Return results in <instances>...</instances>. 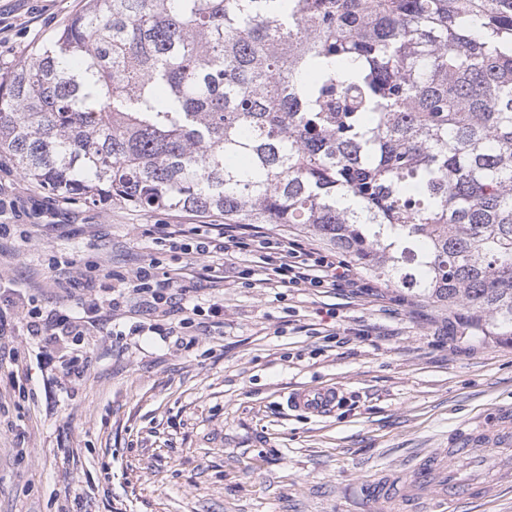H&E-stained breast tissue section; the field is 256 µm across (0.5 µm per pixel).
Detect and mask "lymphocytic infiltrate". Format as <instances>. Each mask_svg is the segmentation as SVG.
Listing matches in <instances>:
<instances>
[{
    "label": "lymphocytic infiltrate",
    "instance_id": "1",
    "mask_svg": "<svg viewBox=\"0 0 512 512\" xmlns=\"http://www.w3.org/2000/svg\"><path fill=\"white\" fill-rule=\"evenodd\" d=\"M194 252L200 257L223 259L232 253L253 249L274 251L275 258L261 288H324L336 284L350 288L358 281L352 266L333 255L316 251L309 243L297 238L270 239L261 232H249L242 224H207L195 227ZM87 298L81 299V315L74 316L57 308L43 309L14 288L0 289V339L25 328L30 343L36 344L52 360L57 350L68 344L84 341L91 329L99 327L108 313L120 309L126 293L138 295L147 311L167 314L181 303L185 293L169 274L159 273L155 263L137 268L124 279L122 287L113 289L111 296L96 295L93 280L82 285Z\"/></svg>",
    "mask_w": 512,
    "mask_h": 512
}]
</instances>
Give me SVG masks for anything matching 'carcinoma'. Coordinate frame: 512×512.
I'll return each mask as SVG.
<instances>
[{
	"label": "carcinoma",
	"mask_w": 512,
	"mask_h": 512,
	"mask_svg": "<svg viewBox=\"0 0 512 512\" xmlns=\"http://www.w3.org/2000/svg\"><path fill=\"white\" fill-rule=\"evenodd\" d=\"M91 206L279 224L512 340V0H86L0 156Z\"/></svg>",
	"instance_id": "carcinoma-1"
}]
</instances>
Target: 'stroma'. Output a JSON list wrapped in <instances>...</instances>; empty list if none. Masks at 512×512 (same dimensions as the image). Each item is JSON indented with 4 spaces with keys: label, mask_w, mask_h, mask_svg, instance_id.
I'll return each instance as SVG.
<instances>
[{
    "label": "stroma",
    "mask_w": 512,
    "mask_h": 512,
    "mask_svg": "<svg viewBox=\"0 0 512 512\" xmlns=\"http://www.w3.org/2000/svg\"><path fill=\"white\" fill-rule=\"evenodd\" d=\"M84 0H0V74L77 16ZM180 212L63 203L0 158V286L43 307L74 305L76 278L109 288L156 261L216 296L196 344L152 332L129 300L90 339L78 384L57 386L25 337L20 399L0 366V512H366L361 488L415 454L453 448L478 426L512 419V343L451 335L448 315L363 277L336 288L211 283L207 262L161 245ZM333 387L332 413L292 410L289 393ZM36 449L35 459L21 447ZM443 512H512V485L452 499Z\"/></svg>",
    "instance_id": "35a3bbf8"
}]
</instances>
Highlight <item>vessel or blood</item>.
Masks as SVG:
<instances>
[{
    "label": "vessel or blood",
    "mask_w": 512,
    "mask_h": 512,
    "mask_svg": "<svg viewBox=\"0 0 512 512\" xmlns=\"http://www.w3.org/2000/svg\"><path fill=\"white\" fill-rule=\"evenodd\" d=\"M338 393L333 388L301 389L288 396L291 408L314 416L329 414ZM512 482V423L468 433L455 448L418 455L407 471L381 469L364 495L381 512H436L448 497L483 493L490 485Z\"/></svg>",
    "instance_id": "obj_1"
}]
</instances>
